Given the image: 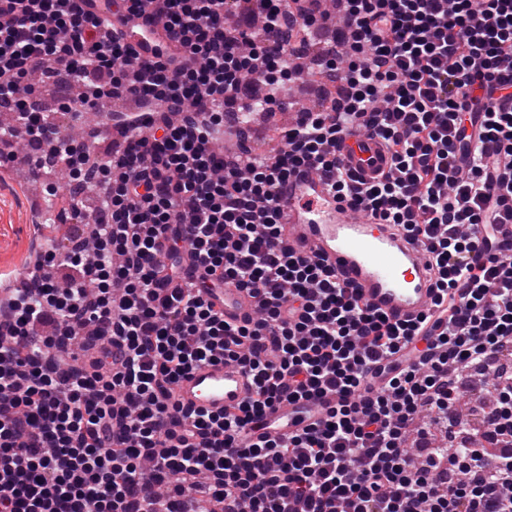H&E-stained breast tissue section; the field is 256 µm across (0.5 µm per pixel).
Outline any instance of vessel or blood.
<instances>
[{
  "label": "vessel or blood",
  "mask_w": 512,
  "mask_h": 512,
  "mask_svg": "<svg viewBox=\"0 0 512 512\" xmlns=\"http://www.w3.org/2000/svg\"><path fill=\"white\" fill-rule=\"evenodd\" d=\"M340 159L364 177L390 167L378 141L357 133L347 137ZM284 238L295 251L325 260L352 283L361 298L391 320L431 314L432 290L420 245L408 242L391 225L379 224L337 202L320 174L308 170L291 177L279 199ZM255 301L245 291L224 287V318L237 323L255 317ZM246 374L233 363L216 361L197 367L175 386L177 400L201 411L238 408L251 393ZM336 396L302 404L275 405L265 419L280 436L317 420Z\"/></svg>",
  "instance_id": "b4317fda"
}]
</instances>
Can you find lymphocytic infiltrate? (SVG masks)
<instances>
[{
  "label": "lymphocytic infiltrate",
  "instance_id": "lymphocytic-infiltrate-1",
  "mask_svg": "<svg viewBox=\"0 0 512 512\" xmlns=\"http://www.w3.org/2000/svg\"><path fill=\"white\" fill-rule=\"evenodd\" d=\"M143 2L0 0V157L26 166L14 139L48 144L79 184L80 227L0 300V512H178L199 486L220 512H512V376H493L480 425L457 408L460 369L512 360V258L496 250L512 183L495 198L486 182L512 159V0H339L340 53L298 36L324 24L319 0H158L142 60L102 16L141 28ZM309 54L337 98L301 111L277 154L218 155L225 113L273 111ZM60 72L74 94L35 109ZM126 99L154 132L106 125L110 155L61 121ZM355 131L391 172L369 182L341 164ZM303 168L424 247L432 315L391 321L288 247L279 189ZM229 282L256 320L215 309ZM77 338L91 354L70 364ZM218 359L245 367L251 395L221 414L183 407L178 379ZM326 392L320 424L264 434L274 403ZM424 413L468 446L413 453Z\"/></svg>",
  "mask_w": 512,
  "mask_h": 512
}]
</instances>
